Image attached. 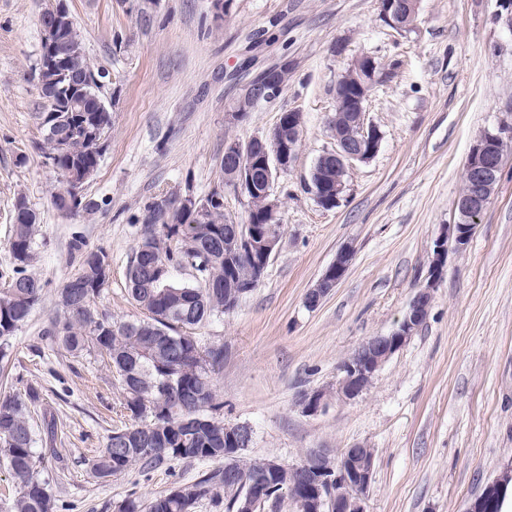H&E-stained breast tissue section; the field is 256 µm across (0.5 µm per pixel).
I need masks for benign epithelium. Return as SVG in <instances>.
I'll return each mask as SVG.
<instances>
[{
    "label": "benign epithelium",
    "instance_id": "1",
    "mask_svg": "<svg viewBox=\"0 0 512 512\" xmlns=\"http://www.w3.org/2000/svg\"><path fill=\"white\" fill-rule=\"evenodd\" d=\"M418 0H380L381 15L392 27L404 30L417 12ZM44 50L40 68L57 70L67 62L62 51L63 40L59 35L74 27V19L65 3L57 0L39 18ZM293 65L283 59L256 73L247 83L240 101L227 121L236 124L246 119L253 107L275 101L284 89L280 72ZM350 69L359 74L360 95L354 98L357 113L355 124L359 137L352 138L337 129L332 130L335 148L324 152L317 159L307 180V188L319 206L330 208L339 203L344 191L346 169L355 161H365L377 152L380 131L365 122L364 103L372 88L383 80L376 72L371 56H361ZM301 113L295 110L280 114L276 125L265 136H256L245 143L224 144V189L247 199L251 195L272 193L275 178L287 171L297 155L295 145L301 138ZM512 138V125L504 124L497 130L486 131L472 147L466 164L465 179L469 191L458 197L455 210L458 220L448 225L434 242L433 256L427 281L412 297L398 327L386 336H373L362 342L342 363L336 383L325 389L306 394L301 403L303 409L316 414L324 409L331 397L341 401L356 399L372 383L375 375L389 358L417 332L426 320L432 302V291L443 275L448 249L463 252L473 236L476 221L495 195L498 173L502 167L500 145ZM82 194V182L67 178L63 196V213L74 211L76 200ZM279 238L273 235L271 224H252L248 221L236 224L226 238L224 248L231 254H248L255 259V281H260L275 253ZM352 258V250L341 249L317 283L305 295V304L314 309L345 275ZM251 435L246 424L227 425L224 438L233 450L242 449L243 440ZM329 455L323 450L311 452L308 460L287 465L277 460H267L265 479L250 484L244 505L239 512H271L268 498L279 486V473L288 469V475L302 484L303 498L298 501L299 512H367L366 495L370 489L375 455L359 448H348L336 458L331 467H324L323 460ZM512 482V466L504 468L500 475L485 484L481 492L469 503L465 512H493L500 494Z\"/></svg>",
    "mask_w": 512,
    "mask_h": 512
}]
</instances>
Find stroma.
<instances>
[{
  "label": "stroma",
  "mask_w": 512,
  "mask_h": 512,
  "mask_svg": "<svg viewBox=\"0 0 512 512\" xmlns=\"http://www.w3.org/2000/svg\"><path fill=\"white\" fill-rule=\"evenodd\" d=\"M53 2L0 0V285L12 273L20 196L39 226L29 271L45 284L0 362V393L35 388L34 428L47 410L58 421L60 454L47 464L55 512H117L126 499L148 501L207 469L175 460L106 482L93 476V456L128 416L105 359L72 356L43 334L59 288L79 269L72 240L110 255L96 310L135 319L126 270L144 204L224 190L225 140L265 135L288 110L301 112L303 135L273 185L280 248L234 311L196 331L224 345L215 379L224 421L252 427V459L297 464L314 448L373 449L367 512H464L512 463V148L467 250L449 252L415 335L355 400L310 414L301 398L335 384L363 341L396 327L426 282L435 239L457 220L473 145L512 124V30L498 19L499 0H419L416 23L403 32L384 22L378 0H231L218 23L212 0H66L90 63L111 77L103 97L112 129L84 186L94 209L75 216L53 201L61 177L40 150L32 79L39 17ZM360 55L396 65L365 103L382 140L369 160L349 166L339 204L326 210L305 183L334 147V86ZM283 57L294 70L280 97L228 123L255 70ZM347 246L345 276L307 308V291Z\"/></svg>",
  "instance_id": "35a3bbf8"
}]
</instances>
